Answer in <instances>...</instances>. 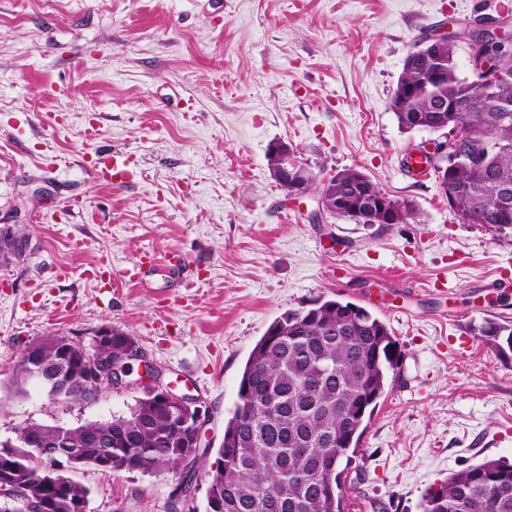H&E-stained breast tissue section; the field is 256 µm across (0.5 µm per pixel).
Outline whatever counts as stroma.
Segmentation results:
<instances>
[{"label": "stroma", "mask_w": 512, "mask_h": 512, "mask_svg": "<svg viewBox=\"0 0 512 512\" xmlns=\"http://www.w3.org/2000/svg\"><path fill=\"white\" fill-rule=\"evenodd\" d=\"M510 18L504 0H0V225L32 228L0 265V441L32 422L128 415L141 388L88 404L34 380L7 391L44 337L87 346L102 327L128 332L198 401L202 448L173 470L70 476L89 512H205L251 350L321 298L368 309L401 353L347 466L345 512H421L452 473L512 461V351L478 334L512 322V238L463 223L434 176L407 171L411 147L437 134L399 128L391 107L415 46ZM276 142L317 176L362 170L412 200L417 223H312L316 195L288 197L268 169ZM99 151L134 154L135 180L98 182L86 158ZM144 251L156 263L135 269ZM171 252L191 289L165 267ZM126 269L131 282L112 287Z\"/></svg>", "instance_id": "1"}]
</instances>
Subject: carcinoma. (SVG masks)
Returning <instances> with one entry per match:
<instances>
[{"label":"carcinoma","instance_id":"1","mask_svg":"<svg viewBox=\"0 0 512 512\" xmlns=\"http://www.w3.org/2000/svg\"><path fill=\"white\" fill-rule=\"evenodd\" d=\"M480 54L498 62V79L462 78L456 42L442 49L441 80L431 83V61L417 51L404 62L399 84L411 93L393 102L398 125L416 121L436 131L461 124L468 136L460 146L473 161L445 169L439 187L454 201L453 211L467 224H483L512 237V209L502 206L504 188L512 190V45L487 46ZM442 96L456 111L434 106ZM307 188L336 196L340 217L357 220L365 203L384 195L370 178L359 180L353 168L336 172L323 187ZM417 211L409 199L396 201L395 223L413 224ZM350 303L315 301L307 309L288 310L262 336L241 372L237 402L224 423V442L210 465L206 512H345L338 467L358 447L390 373L398 366L387 326L364 307L350 313ZM479 332L498 350L512 351V325L487 320ZM133 343L117 329L98 349L104 360L123 357ZM38 361L21 357L14 392L48 376L47 395L88 403L98 391L83 382L84 362L76 343L53 336L34 343ZM40 435L56 449L53 458L31 447ZM189 436L181 417L164 401L145 395L127 416L85 422L75 427L25 424L13 440L0 441V476L16 472L26 483L33 512H77L74 500L90 490L61 473L69 468L158 471L184 461ZM421 512H512V462L486 459L435 484L422 496Z\"/></svg>","mask_w":512,"mask_h":512}]
</instances>
